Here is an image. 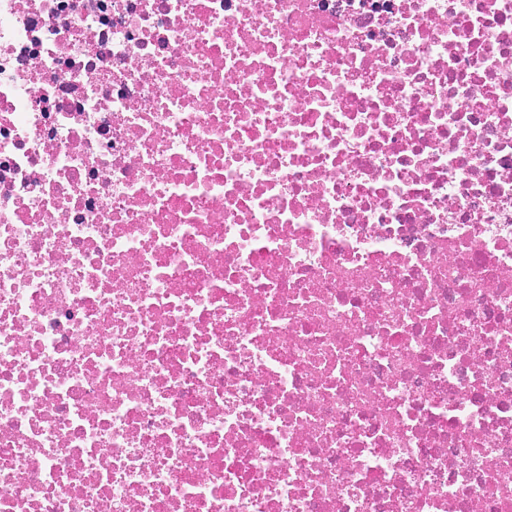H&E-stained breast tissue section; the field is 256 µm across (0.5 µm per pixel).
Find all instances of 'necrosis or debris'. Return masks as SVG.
Returning a JSON list of instances; mask_svg holds the SVG:
<instances>
[{
  "instance_id": "necrosis-or-debris-1",
  "label": "necrosis or debris",
  "mask_w": 512,
  "mask_h": 512,
  "mask_svg": "<svg viewBox=\"0 0 512 512\" xmlns=\"http://www.w3.org/2000/svg\"><path fill=\"white\" fill-rule=\"evenodd\" d=\"M0 512H512V0H0Z\"/></svg>"
}]
</instances>
